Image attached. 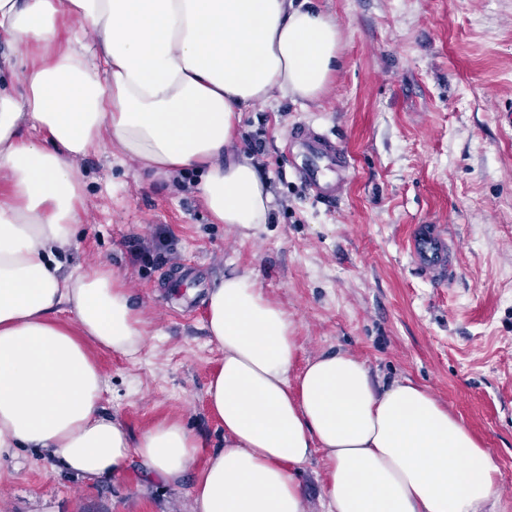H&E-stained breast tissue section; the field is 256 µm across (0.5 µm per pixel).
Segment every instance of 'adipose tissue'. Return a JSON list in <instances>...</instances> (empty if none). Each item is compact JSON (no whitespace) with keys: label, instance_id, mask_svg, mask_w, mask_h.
<instances>
[{"label":"adipose tissue","instance_id":"obj_1","mask_svg":"<svg viewBox=\"0 0 512 512\" xmlns=\"http://www.w3.org/2000/svg\"><path fill=\"white\" fill-rule=\"evenodd\" d=\"M341 36L310 0H0V43L45 51L0 54V459L34 448L97 478L136 456L177 485L201 457L191 512H305L295 469L318 455L327 512H482L498 470L465 424L349 353L298 364L294 319L249 273L204 298L223 445L176 419L136 438L102 409L87 343L133 357L151 330L124 273L64 266L85 207L77 159L116 153L146 180L196 173L215 221L266 223L270 184L236 146L243 114L318 100Z\"/></svg>","mask_w":512,"mask_h":512}]
</instances>
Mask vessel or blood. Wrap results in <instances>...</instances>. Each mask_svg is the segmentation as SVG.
Listing matches in <instances>:
<instances>
[{
    "instance_id": "b4317fda",
    "label": "vessel or blood",
    "mask_w": 512,
    "mask_h": 512,
    "mask_svg": "<svg viewBox=\"0 0 512 512\" xmlns=\"http://www.w3.org/2000/svg\"><path fill=\"white\" fill-rule=\"evenodd\" d=\"M306 148L317 158V165H304L300 177L324 201H334L347 169L344 152L323 134L305 133ZM410 252L431 279L442 281L455 273L454 254L443 226L420 230L412 239Z\"/></svg>"
}]
</instances>
